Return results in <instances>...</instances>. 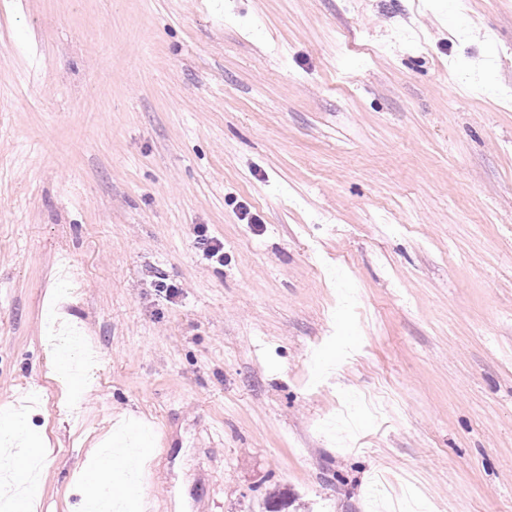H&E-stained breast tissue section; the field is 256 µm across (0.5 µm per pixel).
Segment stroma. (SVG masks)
<instances>
[{
	"mask_svg": "<svg viewBox=\"0 0 512 512\" xmlns=\"http://www.w3.org/2000/svg\"><path fill=\"white\" fill-rule=\"evenodd\" d=\"M21 408L27 512H512V0H0ZM115 463L114 461L113 466L112 462H107L103 465L96 473L95 482L97 490L107 489L114 496L123 495L127 492L125 480L120 478L122 474L116 470Z\"/></svg>",
	"mask_w": 512,
	"mask_h": 512,
	"instance_id": "obj_1",
	"label": "stroma"
}]
</instances>
